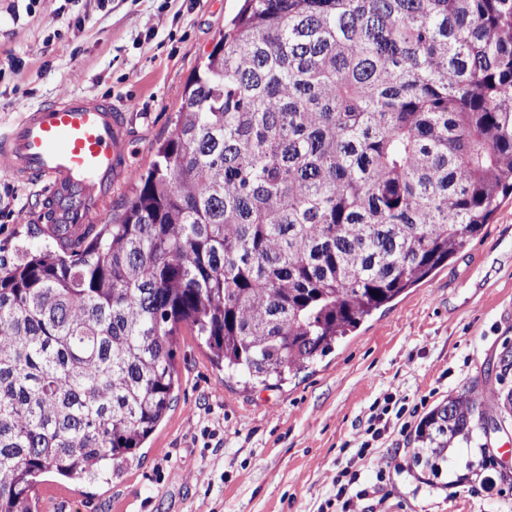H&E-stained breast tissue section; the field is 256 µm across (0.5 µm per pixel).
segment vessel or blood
Wrapping results in <instances>:
<instances>
[{
  "instance_id": "obj_1",
  "label": "vessel or blood",
  "mask_w": 512,
  "mask_h": 512,
  "mask_svg": "<svg viewBox=\"0 0 512 512\" xmlns=\"http://www.w3.org/2000/svg\"><path fill=\"white\" fill-rule=\"evenodd\" d=\"M130 139L111 101L63 97L0 129V163L43 184L45 231L68 248L104 219L113 185L133 175Z\"/></svg>"
}]
</instances>
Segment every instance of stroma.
Masks as SVG:
<instances>
[{
    "label": "stroma",
    "instance_id": "obj_1",
    "mask_svg": "<svg viewBox=\"0 0 512 512\" xmlns=\"http://www.w3.org/2000/svg\"><path fill=\"white\" fill-rule=\"evenodd\" d=\"M240 0H0V127L67 94L124 107L135 169L170 131L184 87ZM42 185L0 166V256L54 247ZM512 344V199L429 282L286 383L225 378L189 330L176 339L177 402L125 472L91 484L46 478L41 512H324L338 470L392 473L384 512H512V429L447 449L440 484L412 461L411 429L358 457L373 402L393 392L425 408L470 391L495 406L492 370ZM217 424L215 436L202 429Z\"/></svg>",
    "mask_w": 512,
    "mask_h": 512
}]
</instances>
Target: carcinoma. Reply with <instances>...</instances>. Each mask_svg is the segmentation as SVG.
Returning a JSON list of instances; mask_svg holds the SVG:
<instances>
[{"label": "carcinoma", "mask_w": 512, "mask_h": 512, "mask_svg": "<svg viewBox=\"0 0 512 512\" xmlns=\"http://www.w3.org/2000/svg\"><path fill=\"white\" fill-rule=\"evenodd\" d=\"M136 182L77 248L0 262V512H39L45 474L121 472L182 329L277 385L479 235L512 199V0H243ZM489 420L449 397L415 464L439 478Z\"/></svg>", "instance_id": "cac0c4a2"}]
</instances>
